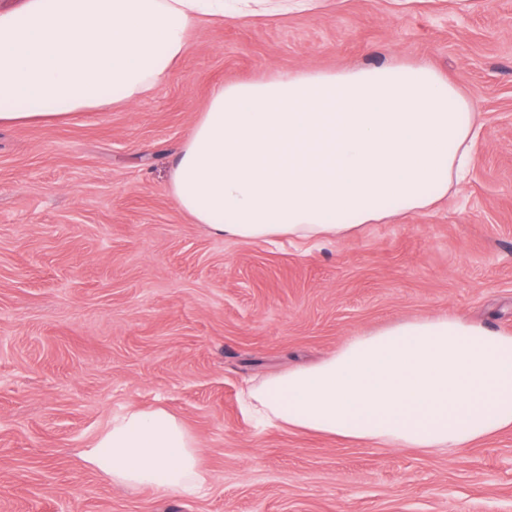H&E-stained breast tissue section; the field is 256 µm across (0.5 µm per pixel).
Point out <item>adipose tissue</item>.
<instances>
[{
  "label": "adipose tissue",
  "mask_w": 512,
  "mask_h": 512,
  "mask_svg": "<svg viewBox=\"0 0 512 512\" xmlns=\"http://www.w3.org/2000/svg\"><path fill=\"white\" fill-rule=\"evenodd\" d=\"M224 0H21L0 8V126L128 104L159 86ZM470 98L432 67L390 62L218 86L169 189L211 234L348 237L447 196L474 162ZM253 421L396 448H468L512 430V334L403 319L240 395ZM83 461L114 484L201 489L198 444L167 409L113 417Z\"/></svg>",
  "instance_id": "adipose-tissue-1"
}]
</instances>
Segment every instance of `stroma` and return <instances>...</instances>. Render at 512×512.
Listing matches in <instances>:
<instances>
[{"label": "stroma", "mask_w": 512, "mask_h": 512, "mask_svg": "<svg viewBox=\"0 0 512 512\" xmlns=\"http://www.w3.org/2000/svg\"><path fill=\"white\" fill-rule=\"evenodd\" d=\"M392 60L434 67L483 123L431 209L302 245L210 235L174 202L215 87ZM424 316L512 333V0H290L202 25L133 106L0 126V512H512V431L452 456L241 414L250 382ZM131 406L197 439L196 494L86 466Z\"/></svg>", "instance_id": "35a3bbf8"}]
</instances>
